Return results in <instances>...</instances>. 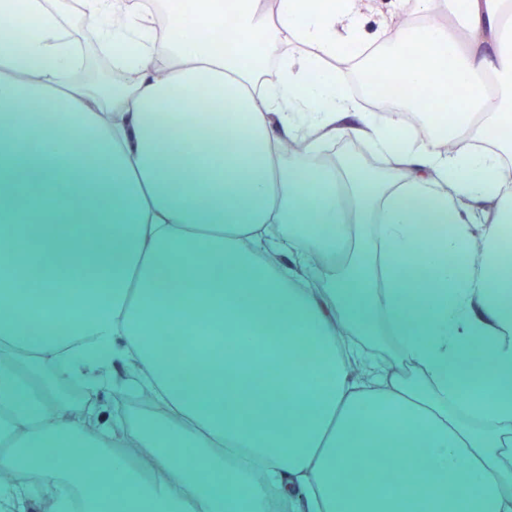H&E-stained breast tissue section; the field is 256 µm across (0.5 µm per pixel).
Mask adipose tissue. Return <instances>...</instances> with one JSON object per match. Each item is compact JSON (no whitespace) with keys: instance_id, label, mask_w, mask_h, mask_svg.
<instances>
[{"instance_id":"obj_1","label":"adipose tissue","mask_w":512,"mask_h":512,"mask_svg":"<svg viewBox=\"0 0 512 512\" xmlns=\"http://www.w3.org/2000/svg\"><path fill=\"white\" fill-rule=\"evenodd\" d=\"M77 2L0 0V32L25 17L0 46V512L35 479L51 512H512V0H195L196 26L172 0L164 37L138 0ZM82 28L129 80L72 78ZM378 57L429 93L424 129L352 96ZM198 92L224 134L187 123ZM343 139L384 172L325 161ZM382 333L395 363L356 342ZM117 361L144 423L36 372Z\"/></svg>"}]
</instances>
